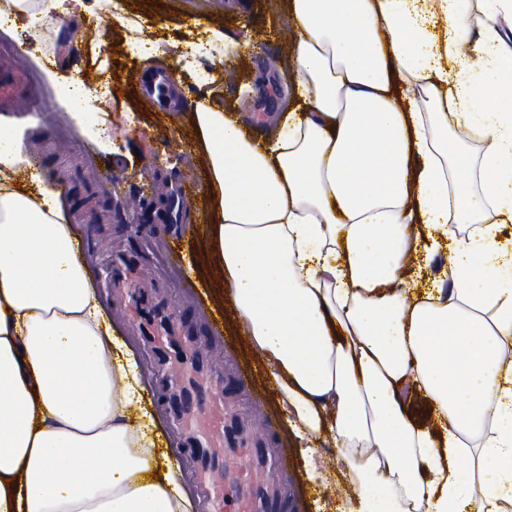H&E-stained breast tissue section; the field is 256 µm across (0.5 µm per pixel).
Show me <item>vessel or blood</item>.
<instances>
[{
  "instance_id": "1",
  "label": "vessel or blood",
  "mask_w": 512,
  "mask_h": 512,
  "mask_svg": "<svg viewBox=\"0 0 512 512\" xmlns=\"http://www.w3.org/2000/svg\"><path fill=\"white\" fill-rule=\"evenodd\" d=\"M132 288L160 296L154 278L140 267L111 285L117 295ZM134 325L171 379L166 392L183 438L177 457L199 460L206 512H288V459L277 434L269 421L229 394L246 389L248 376L224 368L208 338L188 334L174 315L151 322L138 318Z\"/></svg>"
}]
</instances>
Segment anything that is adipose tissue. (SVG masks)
I'll return each instance as SVG.
<instances>
[{
    "instance_id": "ef3b65f1",
    "label": "adipose tissue",
    "mask_w": 512,
    "mask_h": 512,
    "mask_svg": "<svg viewBox=\"0 0 512 512\" xmlns=\"http://www.w3.org/2000/svg\"><path fill=\"white\" fill-rule=\"evenodd\" d=\"M486 2L476 36L470 0H275L296 101L276 134L191 114L224 293L296 429L349 462L346 512L512 504V0ZM27 165L0 118V512H191L134 410L136 357ZM435 236L452 286L422 290L407 271Z\"/></svg>"
}]
</instances>
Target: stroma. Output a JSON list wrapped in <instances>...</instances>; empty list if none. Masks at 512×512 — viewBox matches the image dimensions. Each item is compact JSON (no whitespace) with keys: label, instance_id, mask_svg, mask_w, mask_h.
I'll return each mask as SVG.
<instances>
[{"label":"stroma","instance_id":"1","mask_svg":"<svg viewBox=\"0 0 512 512\" xmlns=\"http://www.w3.org/2000/svg\"><path fill=\"white\" fill-rule=\"evenodd\" d=\"M48 25L20 24L8 34L20 54L0 57V79L9 80L13 95L0 98V115H17L26 125L30 162L40 163L49 179L66 177L70 191L61 202L68 218L85 219L89 229L85 261L99 289L115 336L134 352L141 378V404L161 433V449L177 444L172 416L164 406L165 385L159 366L147 355L124 305L109 296L102 283L125 265L151 258L159 287L171 308L198 335L211 319L224 323L215 346L231 363L251 369V387L239 391L243 401L258 399L288 450L295 487L293 512H342L348 470L339 463L327 435L312 442L320 477L306 473L299 441L278 410L279 391L247 343L234 310L219 302L220 277L213 267L209 197L203 146L189 124L197 102L209 101L236 115L248 131L271 130L273 119L291 106L286 50L291 24L271 0H40ZM156 66L171 86L170 109L155 111L142 78L145 66ZM50 93L39 119L17 112L32 95L33 72ZM83 79L87 121L107 128L109 144L85 135L62 105L59 93ZM196 186L182 204L180 222H165L158 197L162 183ZM150 220L133 231L139 211ZM180 233L181 264L169 267L164 247ZM196 284L185 294L182 275Z\"/></svg>","mask_w":512,"mask_h":512}]
</instances>
